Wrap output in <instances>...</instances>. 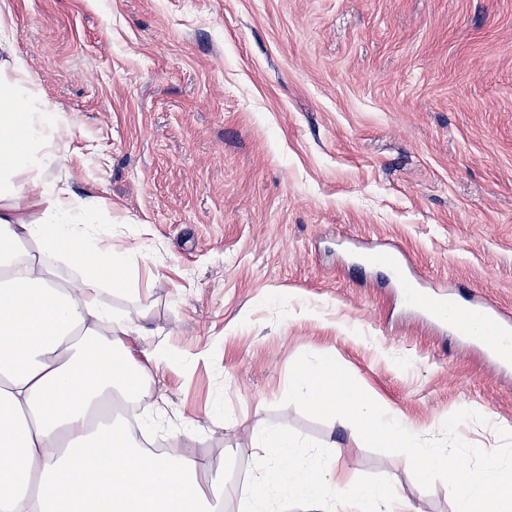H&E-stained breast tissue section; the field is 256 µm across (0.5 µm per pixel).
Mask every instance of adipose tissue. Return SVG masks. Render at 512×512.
I'll use <instances>...</instances> for the list:
<instances>
[{
    "label": "adipose tissue",
    "mask_w": 512,
    "mask_h": 512,
    "mask_svg": "<svg viewBox=\"0 0 512 512\" xmlns=\"http://www.w3.org/2000/svg\"><path fill=\"white\" fill-rule=\"evenodd\" d=\"M13 39L0 19V512H223L237 489L190 451L198 420L183 419L182 451L160 455L122 418L90 423L103 403L142 399L167 352L103 299L123 290L142 245L115 249L98 199L52 176L70 124L34 90ZM293 448L280 429L251 434L255 512L280 489L315 512H411L397 487L354 485L334 458L285 467Z\"/></svg>",
    "instance_id": "1"
}]
</instances>
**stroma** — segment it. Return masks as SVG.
Returning <instances> with one entry per match:
<instances>
[{"instance_id": "35a3bbf8", "label": "stroma", "mask_w": 512, "mask_h": 512, "mask_svg": "<svg viewBox=\"0 0 512 512\" xmlns=\"http://www.w3.org/2000/svg\"><path fill=\"white\" fill-rule=\"evenodd\" d=\"M36 88L72 121L65 174L142 254L114 309L179 359L155 371L193 451L242 485L279 428L359 484L451 512L406 456L283 405L300 354L335 357L417 435L485 450L512 427V364L406 305L363 242L425 285L512 308V0H0Z\"/></svg>"}]
</instances>
